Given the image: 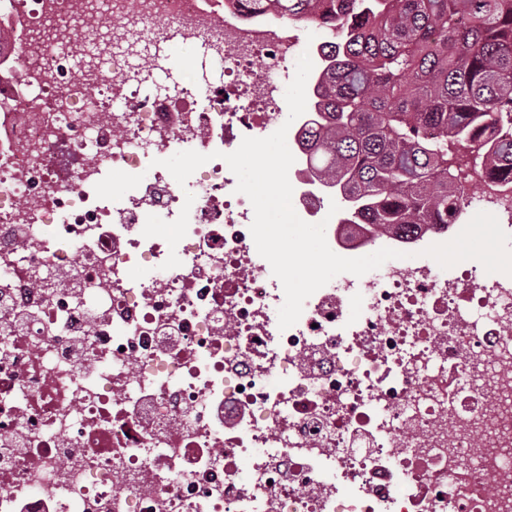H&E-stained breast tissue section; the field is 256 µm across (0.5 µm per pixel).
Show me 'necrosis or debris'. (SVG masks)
I'll return each instance as SVG.
<instances>
[{"instance_id":"obj_1","label":"necrosis or debris","mask_w":512,"mask_h":512,"mask_svg":"<svg viewBox=\"0 0 512 512\" xmlns=\"http://www.w3.org/2000/svg\"><path fill=\"white\" fill-rule=\"evenodd\" d=\"M176 35L223 84L147 92ZM298 44L237 0H0V512H512V277L391 259L278 327L243 138L289 125L292 206L340 256L448 233L331 213L285 113ZM184 150L210 160L182 186ZM189 193L177 248L143 236Z\"/></svg>"}]
</instances>
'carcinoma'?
Listing matches in <instances>:
<instances>
[{"mask_svg":"<svg viewBox=\"0 0 512 512\" xmlns=\"http://www.w3.org/2000/svg\"><path fill=\"white\" fill-rule=\"evenodd\" d=\"M342 36L310 95L320 178L377 231L458 224L452 146L512 181V0H252Z\"/></svg>","mask_w":512,"mask_h":512,"instance_id":"cac0c4a2","label":"carcinoma"}]
</instances>
